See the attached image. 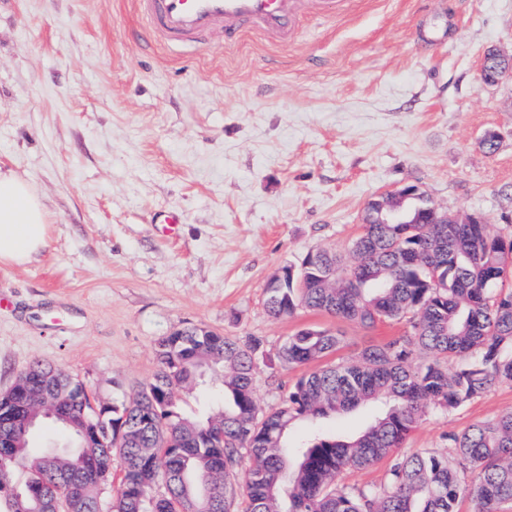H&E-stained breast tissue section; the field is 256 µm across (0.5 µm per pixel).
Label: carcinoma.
<instances>
[{"instance_id":"cac0c4a2","label":"carcinoma","mask_w":512,"mask_h":512,"mask_svg":"<svg viewBox=\"0 0 512 512\" xmlns=\"http://www.w3.org/2000/svg\"><path fill=\"white\" fill-rule=\"evenodd\" d=\"M366 224L353 244L350 268L362 287L339 278L345 258L322 250L336 266V287L313 278L267 288L272 318L300 308L365 327L407 318L410 331L369 345L355 360L321 366L298 379L283 403L262 411L255 369L262 341L242 343L209 329H181L157 345L159 369L128 402L96 408L82 383L62 369L34 362L13 389L38 394L28 406L0 396V497L8 512H101V477L89 469L120 453L125 469L112 512H475L512 504V411L453 438L454 461L414 455L393 459L380 485L349 490L345 469L389 457L431 411L448 412L503 384H512V234L486 224ZM342 337L302 329L283 343V365H308L335 352ZM428 359L416 361L417 354ZM210 370L224 378L227 406L201 419L176 411L180 393ZM374 405L373 421L354 435H326L313 423ZM68 432L69 448H30L29 412ZM298 421L312 427L290 442ZM476 472L469 483L460 474Z\"/></svg>"}]
</instances>
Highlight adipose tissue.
Listing matches in <instances>:
<instances>
[{"instance_id": "1", "label": "adipose tissue", "mask_w": 512, "mask_h": 512, "mask_svg": "<svg viewBox=\"0 0 512 512\" xmlns=\"http://www.w3.org/2000/svg\"><path fill=\"white\" fill-rule=\"evenodd\" d=\"M48 239L47 213L32 186L0 170V264L29 262L41 254Z\"/></svg>"}]
</instances>
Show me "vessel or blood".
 <instances>
[{
    "label": "vessel or blood",
    "mask_w": 512,
    "mask_h": 512,
    "mask_svg": "<svg viewBox=\"0 0 512 512\" xmlns=\"http://www.w3.org/2000/svg\"><path fill=\"white\" fill-rule=\"evenodd\" d=\"M309 0H134L136 13L157 43L204 40L215 28L228 39L256 31L280 43L295 36Z\"/></svg>",
    "instance_id": "b4317fda"
}]
</instances>
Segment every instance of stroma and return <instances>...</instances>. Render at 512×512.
<instances>
[{
	"mask_svg": "<svg viewBox=\"0 0 512 512\" xmlns=\"http://www.w3.org/2000/svg\"><path fill=\"white\" fill-rule=\"evenodd\" d=\"M490 47L512 55V0H311L288 45L178 48L148 42L132 0H0V168L50 224L35 260L0 265V394L46 361L93 404L129 400L161 338L204 326L262 340L265 411L306 372L277 360L297 331L340 333L334 362L403 335V319L270 318L266 286L310 250L347 252L368 200L409 184L512 233V77L481 84ZM510 410L505 384L426 414L396 453L449 454Z\"/></svg>",
	"mask_w": 512,
	"mask_h": 512,
	"instance_id": "35a3bbf8",
	"label": "stroma"
}]
</instances>
